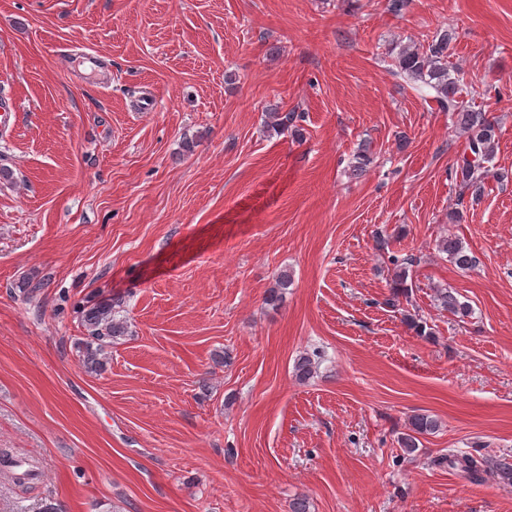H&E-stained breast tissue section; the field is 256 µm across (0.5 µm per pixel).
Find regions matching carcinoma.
<instances>
[{"mask_svg": "<svg viewBox=\"0 0 512 512\" xmlns=\"http://www.w3.org/2000/svg\"><path fill=\"white\" fill-rule=\"evenodd\" d=\"M456 39L455 28L448 26L439 30L427 45H401L390 48L392 74L403 78L406 82L421 88H430L433 99L438 107L455 118V124L465 138L463 156L457 161L454 179L464 192L470 193L472 199H479L485 191V180L490 170L484 163L491 160L497 145L498 126L490 113L464 104L463 89L460 80L451 75L448 69V47ZM297 115L293 112H268V127L277 132L285 130L298 131ZM372 163V153L366 145L353 155L349 165L350 174L356 177L363 175ZM439 251L448 255L449 261L456 267L467 270L475 266L476 260L472 252L455 237H444L439 241ZM395 275L392 280V300L409 298L411 287L408 285L409 271L417 263L414 255L403 258L393 257ZM291 285V274L281 272L274 284L265 294L266 304L276 307L284 298L285 291ZM437 305L453 316L465 319L472 314L469 303L460 301L449 288L436 293ZM82 325L86 331L84 339L76 344L79 360L89 372H100L106 366V348L112 342L126 335L127 325L115 317L112 303L101 301L84 309ZM316 360L310 354L300 356L294 365L295 375L301 381L313 377ZM438 428V422L426 414H416L408 420V432L400 437L401 447L408 454L419 448V437L429 434ZM448 466L459 469L475 480L490 475L503 483L512 484V459L487 455L476 460L469 455H450L445 458Z\"/></svg>", "mask_w": 512, "mask_h": 512, "instance_id": "1", "label": "carcinoma"}]
</instances>
